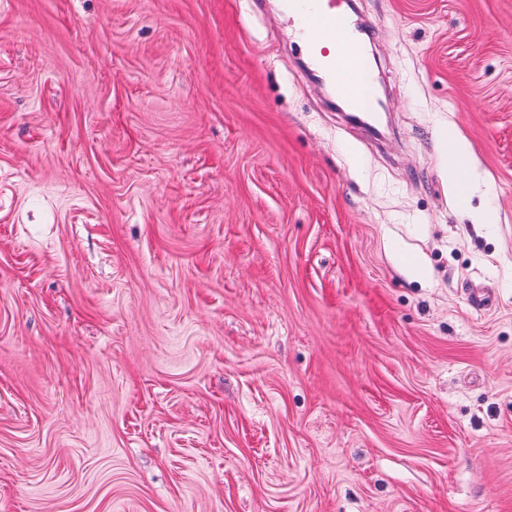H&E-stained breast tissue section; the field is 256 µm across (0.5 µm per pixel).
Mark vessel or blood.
Segmentation results:
<instances>
[{
    "instance_id": "vessel-or-blood-1",
    "label": "vessel or blood",
    "mask_w": 512,
    "mask_h": 512,
    "mask_svg": "<svg viewBox=\"0 0 512 512\" xmlns=\"http://www.w3.org/2000/svg\"><path fill=\"white\" fill-rule=\"evenodd\" d=\"M279 7L289 20L314 30L320 41L330 43L333 53L324 58L317 56L314 44L304 43L306 54L312 58L313 72L318 78L334 82L354 111H363L358 87L351 76L367 71L364 45L347 0H279Z\"/></svg>"
}]
</instances>
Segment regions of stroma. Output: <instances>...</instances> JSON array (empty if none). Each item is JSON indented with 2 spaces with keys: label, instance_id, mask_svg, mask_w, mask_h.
<instances>
[{
  "label": "stroma",
  "instance_id": "1",
  "mask_svg": "<svg viewBox=\"0 0 512 512\" xmlns=\"http://www.w3.org/2000/svg\"><path fill=\"white\" fill-rule=\"evenodd\" d=\"M354 3L0 0V512H512V0ZM346 0H279L283 14L300 25L301 29L314 30L321 42H328L333 48L332 55L323 48L322 59L316 53L314 44L303 42L302 47L311 58L316 77L336 83L340 95L356 112H364L358 86L350 79L360 73L366 84L369 72L364 65V45L358 34ZM446 146L448 156L452 157L453 162L448 165V176L452 179L455 186L460 187L469 171V166L463 161V156H465L463 144L455 138H448Z\"/></svg>",
  "mask_w": 512,
  "mask_h": 512
}]
</instances>
